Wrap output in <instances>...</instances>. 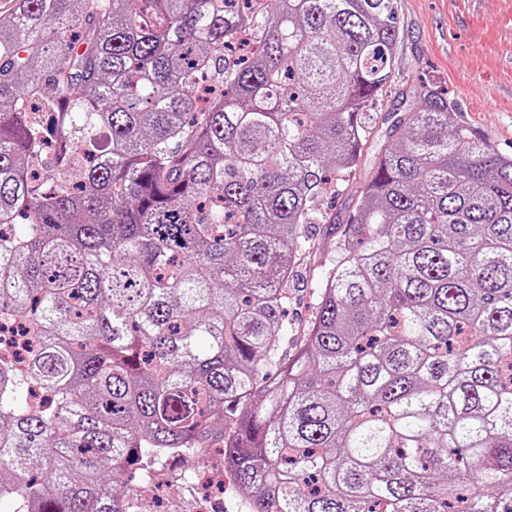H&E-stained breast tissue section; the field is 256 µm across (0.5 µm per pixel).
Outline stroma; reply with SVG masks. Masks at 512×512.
<instances>
[{
    "mask_svg": "<svg viewBox=\"0 0 512 512\" xmlns=\"http://www.w3.org/2000/svg\"><path fill=\"white\" fill-rule=\"evenodd\" d=\"M400 39L393 77L382 101L390 112L400 94L430 82L447 92L462 119L486 137L498 153L512 156V0H397ZM339 216L338 224H313L309 230L326 250L294 275L288 316L297 329L311 321L314 288L332 256L341 221L350 209L345 196L321 201ZM196 457L184 454L155 469V480L173 486L166 512H246L245 493L225 483L220 496L202 497L191 476Z\"/></svg>",
    "mask_w": 512,
    "mask_h": 512,
    "instance_id": "obj_1",
    "label": "stroma"
}]
</instances>
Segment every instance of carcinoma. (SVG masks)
<instances>
[{"label":"carcinoma","mask_w":512,"mask_h":512,"mask_svg":"<svg viewBox=\"0 0 512 512\" xmlns=\"http://www.w3.org/2000/svg\"><path fill=\"white\" fill-rule=\"evenodd\" d=\"M398 37L396 0L0 10L14 512H139L114 484L215 441L248 512H512V158L422 83L357 185ZM344 190L300 336L288 283ZM20 324H22V321L15 319L14 323H3L1 325L0 338L2 341L0 345V352L9 353L13 360L16 362L17 367L22 369L25 366L24 356L18 347H15L14 344H11V339H16V342H18V339L20 338L19 336H16L18 334L16 326H19Z\"/></svg>","instance_id":"obj_1"}]
</instances>
